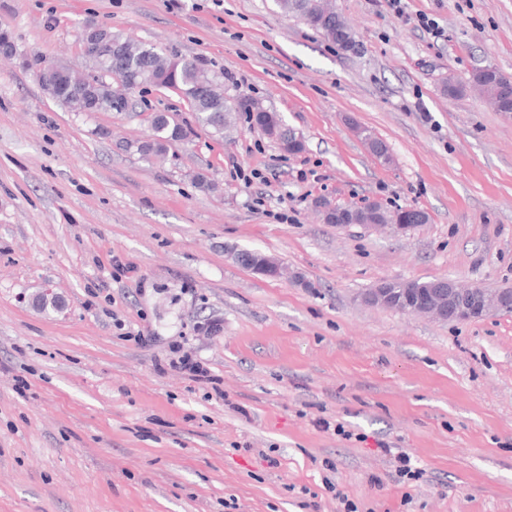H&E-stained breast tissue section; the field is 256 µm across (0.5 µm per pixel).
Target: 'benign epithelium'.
Listing matches in <instances>:
<instances>
[{"instance_id":"1","label":"benign epithelium","mask_w":512,"mask_h":512,"mask_svg":"<svg viewBox=\"0 0 512 512\" xmlns=\"http://www.w3.org/2000/svg\"><path fill=\"white\" fill-rule=\"evenodd\" d=\"M362 300L404 314L429 316L441 322H463L512 308V289L486 288L474 296L454 280L436 278L431 280L428 290L414 291L402 298L382 282L364 293Z\"/></svg>"}]
</instances>
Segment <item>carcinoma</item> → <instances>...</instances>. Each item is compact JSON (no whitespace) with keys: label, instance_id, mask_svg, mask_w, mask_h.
<instances>
[{"label":"carcinoma","instance_id":"1","mask_svg":"<svg viewBox=\"0 0 512 512\" xmlns=\"http://www.w3.org/2000/svg\"><path fill=\"white\" fill-rule=\"evenodd\" d=\"M276 9L301 20L321 36L347 50L358 43L350 42L352 32L341 14L328 0H273ZM91 71H67L66 79L53 81L46 65L38 66L41 86L60 105L74 112H126L131 93L147 86L175 89L189 103L195 119L214 137L224 136V129L246 112L256 126L276 140L284 150L298 152L303 142L288 128L280 115L265 109L253 99L238 94L224 95L219 77L195 59L168 55L160 47L132 40L118 32H108V40L86 51ZM485 94L494 100L499 112H512V78L492 67L472 71L465 82L448 81L444 93L458 97L467 92ZM152 135L143 141L122 142L120 147L135 151L144 159L163 156L169 144L188 138L189 129L159 112L151 119Z\"/></svg>","mask_w":512,"mask_h":512}]
</instances>
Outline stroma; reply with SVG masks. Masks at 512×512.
Instances as JSON below:
<instances>
[{
  "mask_svg": "<svg viewBox=\"0 0 512 512\" xmlns=\"http://www.w3.org/2000/svg\"><path fill=\"white\" fill-rule=\"evenodd\" d=\"M335 4L356 50L272 0H0L18 46L0 56V512H342L339 492L359 512H512V313L448 323L361 300L394 280L512 288V112L441 91L477 67L512 76V0H407L438 39L386 0ZM90 21L199 60L303 150L242 112L211 137L163 88L130 112L61 106L28 61L87 70ZM155 112L189 138L162 161L120 149ZM320 197L428 220L340 228ZM115 255L137 275L113 280ZM207 322L220 331L196 333ZM176 342L214 383L156 371ZM382 442L423 482H396ZM403 211L405 210L398 212L396 215H391L387 210H385V217L381 219V224H367L366 222L359 224H362L365 228L374 232L398 233L414 226L415 224H424L428 219L426 213L422 210L409 209V211L405 212L402 216H405V220L410 224H393L396 217H398Z\"/></svg>",
  "mask_w": 512,
  "mask_h": 512,
  "instance_id": "obj_1",
  "label": "stroma"
}]
</instances>
